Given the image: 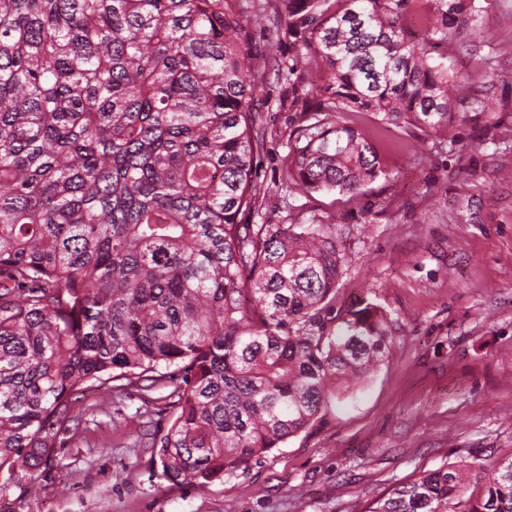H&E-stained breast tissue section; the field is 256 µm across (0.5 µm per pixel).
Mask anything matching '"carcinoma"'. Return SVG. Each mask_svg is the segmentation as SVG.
Listing matches in <instances>:
<instances>
[{"label": "carcinoma", "mask_w": 512, "mask_h": 512, "mask_svg": "<svg viewBox=\"0 0 512 512\" xmlns=\"http://www.w3.org/2000/svg\"><path fill=\"white\" fill-rule=\"evenodd\" d=\"M279 4L278 69L324 72L294 100L312 122L289 188L355 198L383 173L352 115L445 134L458 103L494 111L442 62L480 0ZM249 41L236 0H0L1 493L91 388L169 389L159 477L204 489L382 361L379 307L331 309L333 225L241 223L260 195ZM368 512H512V455L426 470Z\"/></svg>", "instance_id": "obj_1"}]
</instances>
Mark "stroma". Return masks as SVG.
I'll list each match as a JSON object with an SVG mask.
<instances>
[{"instance_id":"stroma-1","label":"stroma","mask_w":512,"mask_h":512,"mask_svg":"<svg viewBox=\"0 0 512 512\" xmlns=\"http://www.w3.org/2000/svg\"><path fill=\"white\" fill-rule=\"evenodd\" d=\"M276 3L240 0L251 52L271 61L252 100L265 198L241 221L334 224L345 256L334 308L363 296L383 309V362L306 431L203 490L157 475L150 438L167 423L164 400L113 396L82 415L53 467L20 472L0 512H367L422 471L512 454V141L491 133L512 119V0H483L472 30L448 48L449 65L494 111L457 104L464 119L451 144L356 115L384 172L354 199L285 187L307 115L272 64L289 52L269 38Z\"/></svg>"}]
</instances>
